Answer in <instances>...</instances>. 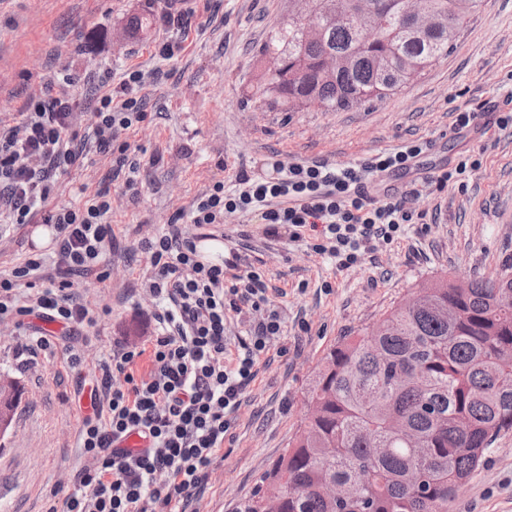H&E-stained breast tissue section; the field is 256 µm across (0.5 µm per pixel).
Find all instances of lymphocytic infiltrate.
<instances>
[{
    "label": "lymphocytic infiltrate",
    "mask_w": 512,
    "mask_h": 512,
    "mask_svg": "<svg viewBox=\"0 0 512 512\" xmlns=\"http://www.w3.org/2000/svg\"><path fill=\"white\" fill-rule=\"evenodd\" d=\"M142 79L140 72L129 73L89 115L97 149L113 155V174L124 175L129 186L138 167L130 162L122 136L145 114L127 92ZM76 116L68 94L39 92L29 97L18 122L0 124V224H46L52 230L50 256L28 255L10 276L0 277L1 323L17 324L33 315L75 331L95 327L101 319L74 297L68 277L107 279L112 200L102 192L89 204L49 203L54 174L81 155ZM421 152L420 146H407L361 166L284 167L275 161L272 178L245 174L234 190L218 185L194 198L187 213L194 231L172 223L142 242L150 259L146 286L155 303L154 334L98 359L95 411L79 430L81 464L61 512H192L209 483L229 416L240 408L256 376V360L279 335L281 319L273 311L253 322L247 339L229 352L230 314L240 312L242 303L257 307L270 299L253 270L225 285L224 274L237 267L239 257H205L202 228L223 223L228 210L254 214L270 236L278 235L283 224L291 227L295 241L302 240L304 230L316 232L314 252L350 266L371 241L393 242L401 225L417 222V214L401 204L368 202L364 184L374 173L405 168ZM143 358L149 368L140 374L136 366ZM134 432L149 438V447H118V440Z\"/></svg>",
    "instance_id": "obj_1"
}]
</instances>
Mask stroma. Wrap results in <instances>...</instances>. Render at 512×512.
I'll return each mask as SVG.
<instances>
[{
	"mask_svg": "<svg viewBox=\"0 0 512 512\" xmlns=\"http://www.w3.org/2000/svg\"><path fill=\"white\" fill-rule=\"evenodd\" d=\"M283 5L194 0L189 25L177 28L165 22L167 0H0V31L9 34L0 41L1 118L25 111L29 94L65 68L75 75L70 92L87 112L106 91L103 68L116 83L140 71L143 81L129 95L145 112L126 134L139 167L135 188L113 177L111 156L93 150L57 180V204L79 205L103 190L112 197L108 279L70 278L80 301L105 312L80 333L84 364L65 366L69 339L58 333L54 356L19 365L13 329L0 326V372L21 389L13 427L0 439V512H49L71 492L83 421L78 391L90 390L102 353L155 328L141 239L164 230L213 185L259 173L268 157L287 166L356 165L420 145L410 168L380 173L368 195L403 200L425 218L402 225L397 240L375 243L349 268L317 255L309 241L266 235L256 217L228 212L207 227L244 267L261 273L282 333L256 366L195 512H235L257 487L304 418L307 385L328 348L364 335L439 276H488L512 262V124L500 123L512 114V0H483L447 57L401 90L336 111L312 103L293 112L254 94L264 72L261 50ZM133 15L151 16L154 25L140 39H122ZM165 42L172 54H161ZM464 111L475 121L462 129L456 119ZM466 156L480 165L465 184L436 188L435 177ZM46 247L37 225L12 226L0 233V273ZM449 512H512V434L498 441Z\"/></svg>",
	"mask_w": 512,
	"mask_h": 512,
	"instance_id": "obj_1",
	"label": "stroma"
}]
</instances>
